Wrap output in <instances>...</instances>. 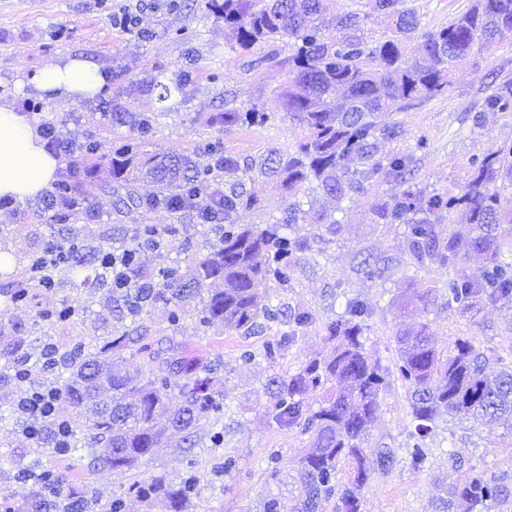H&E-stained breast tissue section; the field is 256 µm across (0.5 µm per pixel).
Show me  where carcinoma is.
I'll return each mask as SVG.
<instances>
[{
    "instance_id": "carcinoma-1",
    "label": "carcinoma",
    "mask_w": 512,
    "mask_h": 512,
    "mask_svg": "<svg viewBox=\"0 0 512 512\" xmlns=\"http://www.w3.org/2000/svg\"><path fill=\"white\" fill-rule=\"evenodd\" d=\"M356 8L326 15L324 0H208L210 11L224 20L235 44L243 51L288 39V79L278 86L282 109L295 120L302 135L296 150L272 152L258 163H241L224 153L218 140L204 143L202 151L215 157L224 171V202L198 211L203 224L215 226L216 237L185 264L147 269L137 254L166 248L173 228L136 224L129 242L133 252L114 250L109 243L84 244L76 224L79 213L59 212L53 222L66 235L53 243L73 275L77 288H97L99 277L88 266L104 269L115 264L107 305L112 310V333L79 343L65 368L68 376L57 387L76 410L68 452L87 459L92 470L131 472L144 464L170 431L183 433V443L196 445L193 427L218 417L223 397L213 381L222 364H200L173 357L175 347L146 341L136 320L163 309L166 321L182 318L181 299L203 296L197 322L215 321L240 336L274 333L262 356L281 358L295 342L297 331L314 322L312 312L265 302L269 288L291 287L302 256L314 251L324 235L340 233L336 213L353 194H372L369 212L374 224L403 228L408 266L414 271L437 267L448 279L422 293L403 294L402 304L422 312L442 303L464 315L477 314L487 305L512 303V259L507 256L512 232V146H501L472 158L471 175L456 192H428L415 181L414 154H383L381 144L398 136L397 127L382 121L385 112H404L442 95L454 84L456 73L475 60L484 48L512 35V0H471L468 8L448 23L430 28L408 0H352ZM377 14L387 20L386 30L372 35L366 23ZM421 43L412 45V36ZM190 74L165 81L158 76L148 87L158 100L181 93ZM487 112L512 111V82L497 86L484 100ZM271 119L256 108L217 112L210 123L224 129L263 126ZM155 117L131 112L112 102V124L128 128L127 142L104 151L91 136L67 155L70 176L63 190L105 172L113 190H125L124 205L148 211L164 207L180 216L197 190L209 182L212 169H200L195 152L159 153L145 150ZM257 168L276 179L288 194V204L267 224H237L236 214L261 203L245 188L242 175ZM394 181L404 189L385 196L372 188ZM321 193L336 200L328 212L304 208L301 196ZM464 212L471 230H448L442 238L436 226L456 211ZM296 224H311L325 234H291ZM478 253L483 265L469 266ZM87 314L81 305L42 312L48 322H71ZM375 314L373 304L347 298L343 311L325 325L333 342L331 355L316 357L294 373L276 374L267 383L266 413L281 428L298 429L309 438L299 458L302 478L299 494L289 503L268 495L262 512H321L325 501L336 499L334 512H362V490L372 470L364 444L374 427L380 395L388 378L397 375L408 394V414L414 424L407 444L412 470L427 465V440L440 416L485 419L512 430V365L489 370V356L470 337H458L443 351L431 340L430 324L420 322L395 336L397 361L390 368L372 358L365 348V330ZM141 356L148 366L142 377L125 370V354ZM27 354L26 340L16 336L0 343V359L14 364ZM348 481L338 483L342 467ZM200 483L187 472L176 478L153 475L132 482L122 495L112 497V512H123L124 497L133 496L152 512L162 502L169 512H188ZM469 512H504L512 506V475L468 471L452 481L440 500L442 512L455 502ZM94 495L60 477L57 498L44 495L34 484L31 497L17 512H86Z\"/></svg>"
}]
</instances>
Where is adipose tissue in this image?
Here are the masks:
<instances>
[{
    "label": "adipose tissue",
    "instance_id": "1",
    "mask_svg": "<svg viewBox=\"0 0 512 512\" xmlns=\"http://www.w3.org/2000/svg\"><path fill=\"white\" fill-rule=\"evenodd\" d=\"M27 83L50 99L74 103L94 98L106 78L94 59L67 55L46 63ZM60 166L45 145L39 121L21 113L14 101L0 100V195L22 203L34 199L51 187Z\"/></svg>",
    "mask_w": 512,
    "mask_h": 512
}]
</instances>
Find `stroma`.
Masks as SVG:
<instances>
[{"mask_svg": "<svg viewBox=\"0 0 512 512\" xmlns=\"http://www.w3.org/2000/svg\"><path fill=\"white\" fill-rule=\"evenodd\" d=\"M114 3L115 0H0V97L18 102L34 97V90L21 88L22 74L33 73L52 59L81 53L93 56L104 74L113 77L112 89L121 104L139 112L157 113L150 150L167 153L216 139L223 142L225 152L256 160L274 149L294 150L301 131L281 111L277 98L284 72L252 65V57L261 56V49L250 54L242 52L223 20L207 14L205 0H185L183 8L174 10L167 8L165 0H155L154 7L142 13L140 26L127 32L112 25ZM184 70L189 72L190 80L183 94L170 108L161 109L155 92L144 90L145 81L161 72L170 78ZM216 71L222 73V80H213ZM505 81L512 82V38L485 49L476 64L457 73L448 93L405 112L384 114L385 122L397 124L402 130L399 138L386 143V150L415 151L416 176L427 190L459 191L470 178L471 157L512 144V112H483V123L478 128L471 122L474 112L483 111L486 95ZM250 107L271 113V120L261 128L230 130L207 123L212 113ZM104 109V104L96 100L76 104L48 101L40 116L53 121L72 143H82L96 134L108 150L124 141L127 130L103 124ZM420 140L425 143L421 150L416 147ZM253 186L261 205L239 212L238 223H267L286 206V197L274 180L259 175ZM84 192L91 208L90 215L78 220L85 242L107 240L117 245L130 225L178 224L168 250L143 254L142 260L149 267L183 260L215 237L211 225L192 223L187 216L175 220L162 207L131 214L120 211L108 175L85 183ZM52 214V209L38 198L16 203L13 213L0 215V253L14 258L9 273L0 274V286L18 281L30 256L48 238L57 236L59 227L52 223ZM340 219L343 228L339 235L322 254L312 253L303 260L291 288L270 292L273 303L308 309L316 317L277 363L259 358L244 366L238 360L241 349L261 351L267 340L263 334L244 338L226 331L218 322L201 329L191 314L175 329L159 314L144 319L152 340L172 342L179 352L203 363L216 359L224 363L217 388L224 395L226 408L218 418L196 424V447H184L180 434L175 433L162 439L139 473L91 472L77 454L60 455L48 445L35 447L23 435L22 421L10 408L2 406L0 455L63 473L74 483L88 485L104 501L123 493L136 476L174 477L189 470L200 478L199 494L191 512H258L259 503L267 494L291 498L300 488L297 461L308 439L298 430L272 424L265 409V384L273 374L295 371L311 358L330 354L324 326L342 311L340 301L332 297L336 288L346 297H359L374 305L366 348L383 364L394 361L396 332L422 320L431 323L440 349H447L456 337L469 336L489 356L512 363L511 303L484 308L472 317L445 306L431 308L425 314L398 309L395 301L400 292H421L433 287L441 280V273L433 268L407 277L400 261V230L372 223L367 198L346 202ZM371 254L394 257L386 279L366 276L361 262ZM55 278L60 282L59 288L50 293L36 289L32 302L23 308L0 301V336L18 331L27 338L30 358L36 363L33 379L38 383H51L65 374L61 367L50 371L39 367L45 343L66 350L80 340L92 343L94 337L108 335L112 330L111 322L97 317L106 289L78 292L65 285V272H56ZM64 302L89 307L90 317L58 324L39 318L38 312L45 305ZM380 401L378 420L365 451L371 456L378 448H393L399 461L391 471L371 474L363 491V512H436L442 484L457 477L448 463L452 453L463 459L465 467L512 474V430L480 420L459 422L447 417L438 422L425 470L413 471L405 461L406 440L412 428L405 387L399 380L390 379ZM218 432L224 437L225 454L236 463L228 473L217 469L211 453L212 437ZM273 450L278 451L280 461L272 469L266 459Z\"/></svg>", "mask_w": 512, "mask_h": 512, "instance_id": "1", "label": "stroma"}]
</instances>
